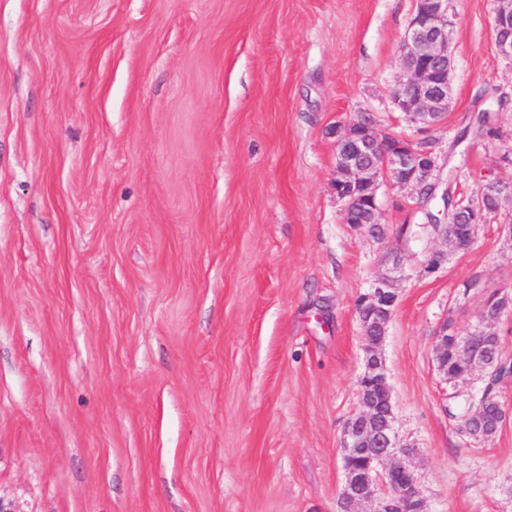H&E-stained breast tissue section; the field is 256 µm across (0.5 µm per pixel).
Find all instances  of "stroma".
<instances>
[{
  "label": "stroma",
  "mask_w": 512,
  "mask_h": 512,
  "mask_svg": "<svg viewBox=\"0 0 512 512\" xmlns=\"http://www.w3.org/2000/svg\"><path fill=\"white\" fill-rule=\"evenodd\" d=\"M415 0H0V507L339 512L365 369L358 298L428 512H512V418L448 413L436 329L512 294V241L448 252L409 189L345 222L336 128L427 143L458 195L512 182L496 0H448L451 104L400 112ZM495 135H477L481 111ZM445 253L429 269L432 253Z\"/></svg>",
  "instance_id": "stroma-1"
}]
</instances>
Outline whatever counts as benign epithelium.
<instances>
[{
    "label": "benign epithelium",
    "instance_id": "7a95c632",
    "mask_svg": "<svg viewBox=\"0 0 512 512\" xmlns=\"http://www.w3.org/2000/svg\"><path fill=\"white\" fill-rule=\"evenodd\" d=\"M448 0H417L402 46L405 80L393 93L397 108L422 124H439L451 104L452 58L448 47ZM491 28L496 52L512 62V3L499 0ZM441 167L433 152H419L410 143L385 134L368 122L343 128L336 138L335 187L350 206L344 187L361 185L372 204L371 223L378 224L376 191L382 184L418 190L442 184ZM394 291L389 278L378 279L371 311L359 312L365 346V373L359 382L360 410L348 422L344 440L345 481L340 512H358L367 503L373 512H427L419 479L407 463L409 450L398 440L394 414L378 406L377 395L392 398V388L379 360L380 347L393 315ZM438 370L448 359V323L435 332ZM468 370L458 380H486L491 375L478 352L466 353Z\"/></svg>",
    "mask_w": 512,
    "mask_h": 512
}]
</instances>
